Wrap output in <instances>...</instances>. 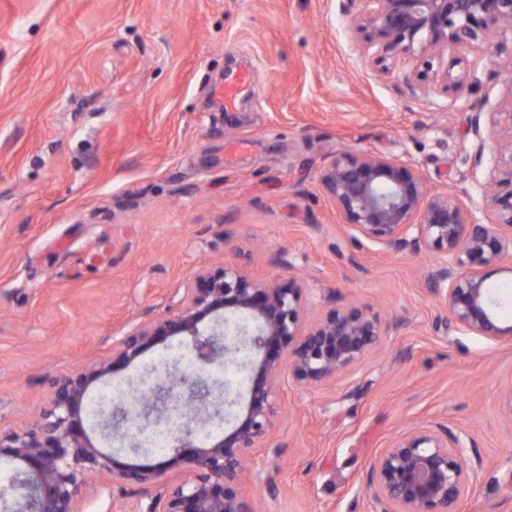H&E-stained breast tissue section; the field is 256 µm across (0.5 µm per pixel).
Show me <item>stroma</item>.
Wrapping results in <instances>:
<instances>
[{
    "label": "stroma",
    "mask_w": 512,
    "mask_h": 512,
    "mask_svg": "<svg viewBox=\"0 0 512 512\" xmlns=\"http://www.w3.org/2000/svg\"><path fill=\"white\" fill-rule=\"evenodd\" d=\"M346 0H0V430L38 420L53 378L171 314L204 265L297 278L307 315L356 304L384 334L356 378L284 386L243 491L261 512H369L372 457L442 424L482 464L457 512H512V340L458 330L427 282L430 255L351 233L319 174L337 152L399 156L477 223L497 153L476 108L512 105V51H462L458 94L379 74ZM248 64L253 90L212 89ZM273 476L266 486L265 476ZM143 486L100 474L80 512H129Z\"/></svg>",
    "instance_id": "1"
}]
</instances>
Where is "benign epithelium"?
<instances>
[{
	"label": "benign epithelium",
	"instance_id": "7a95c632",
	"mask_svg": "<svg viewBox=\"0 0 512 512\" xmlns=\"http://www.w3.org/2000/svg\"><path fill=\"white\" fill-rule=\"evenodd\" d=\"M350 23L366 55L385 74L414 61L412 85L443 94L460 93L468 80L462 58L443 60L450 49L484 53L488 39L512 33V0H347ZM438 64H433V61ZM498 113L470 118L476 153H483L484 128ZM500 161L482 202L494 222L472 221L455 194L434 192L418 165L399 157L344 151L320 172V183L348 230L383 249L411 248L432 255L430 291L458 330L497 341L512 337L500 323V298L484 269L512 263V130L502 139ZM307 297L295 278L251 279L231 263L204 266L184 284L175 313L130 329L112 341V356L54 379L39 420L18 431H0V460L13 464L0 489L4 512H77L76 500L91 475L112 476L155 489L146 507L132 512H255L241 492L243 453L261 444L277 414V389L328 386L353 376L378 345L377 316L356 305L331 307L306 321ZM213 326L204 331V321ZM179 337L197 369L236 360L248 374L245 414L220 439L211 426L226 419L235 401L212 398L214 386L183 375L180 390L169 383L179 363L140 391V397L98 411L104 435L126 441L139 457L148 448L138 435L170 433L173 413L187 414L174 446L183 475L170 464H118L84 425L89 389L137 360L147 349ZM470 438L443 425L412 427L394 436L370 464V512H455L470 493L468 471L480 465L467 456Z\"/></svg>",
	"mask_w": 512,
	"mask_h": 512
}]
</instances>
